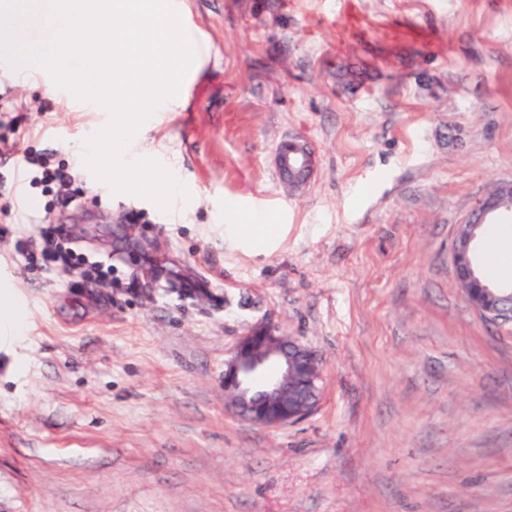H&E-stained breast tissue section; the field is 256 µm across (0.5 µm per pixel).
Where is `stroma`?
Masks as SVG:
<instances>
[{
  "instance_id": "stroma-1",
  "label": "stroma",
  "mask_w": 512,
  "mask_h": 512,
  "mask_svg": "<svg viewBox=\"0 0 512 512\" xmlns=\"http://www.w3.org/2000/svg\"><path fill=\"white\" fill-rule=\"evenodd\" d=\"M210 57L143 129L190 191L178 215L112 194L74 150L103 127L0 67L8 143L73 172L84 209L27 188L112 285L70 288L0 240L25 330L0 341V512H512V322L482 317L451 251L512 181V0H186ZM314 152L298 188L275 166ZM282 225L261 252L231 210ZM271 325L314 349L306 420L250 424L224 362ZM275 162L281 177L289 185L306 183L313 172V152L300 139L283 141L277 148Z\"/></svg>"
}]
</instances>
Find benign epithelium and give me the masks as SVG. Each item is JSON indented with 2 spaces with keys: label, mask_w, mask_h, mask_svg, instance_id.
<instances>
[{
  "label": "benign epithelium",
  "mask_w": 512,
  "mask_h": 512,
  "mask_svg": "<svg viewBox=\"0 0 512 512\" xmlns=\"http://www.w3.org/2000/svg\"><path fill=\"white\" fill-rule=\"evenodd\" d=\"M277 169L288 184L299 186L313 172V152L300 139L282 142L276 151ZM512 212V184H503L477 203L474 218L458 225L451 261L464 296L473 289L472 256L476 237L470 227ZM486 319L512 321V291L470 302ZM320 359L307 345L261 326L241 337L224 362V397L245 421L266 428L284 427L310 417L321 399Z\"/></svg>",
  "instance_id": "1"
}]
</instances>
